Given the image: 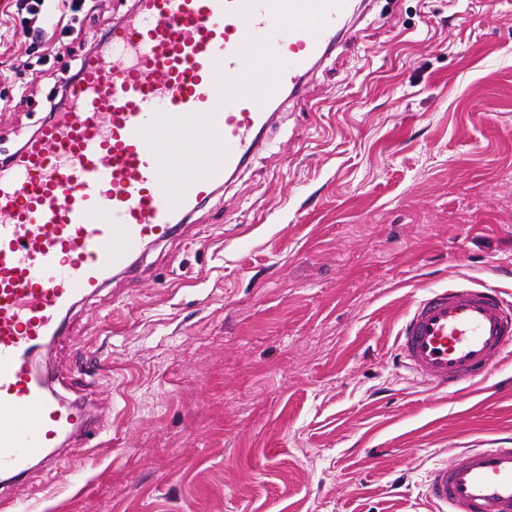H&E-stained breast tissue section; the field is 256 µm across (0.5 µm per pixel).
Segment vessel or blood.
<instances>
[{"mask_svg": "<svg viewBox=\"0 0 512 512\" xmlns=\"http://www.w3.org/2000/svg\"><path fill=\"white\" fill-rule=\"evenodd\" d=\"M355 0H135L84 59L70 106L0 166V486L104 427L38 364L76 304L139 269L247 167L288 98L335 50ZM401 366L448 391L512 356V301L477 284L433 289L396 338ZM452 512H512V447L431 470Z\"/></svg>", "mask_w": 512, "mask_h": 512, "instance_id": "b4317fda", "label": "vessel or blood"}]
</instances>
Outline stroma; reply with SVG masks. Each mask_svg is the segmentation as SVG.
Returning <instances> with one entry per match:
<instances>
[{"label": "stroma", "mask_w": 512, "mask_h": 512, "mask_svg": "<svg viewBox=\"0 0 512 512\" xmlns=\"http://www.w3.org/2000/svg\"><path fill=\"white\" fill-rule=\"evenodd\" d=\"M0 0V159L89 47ZM512 299V0H363L267 145L70 315L44 361L107 427L6 512H432L512 446V359L453 392L395 339L435 288Z\"/></svg>", "instance_id": "obj_1"}]
</instances>
